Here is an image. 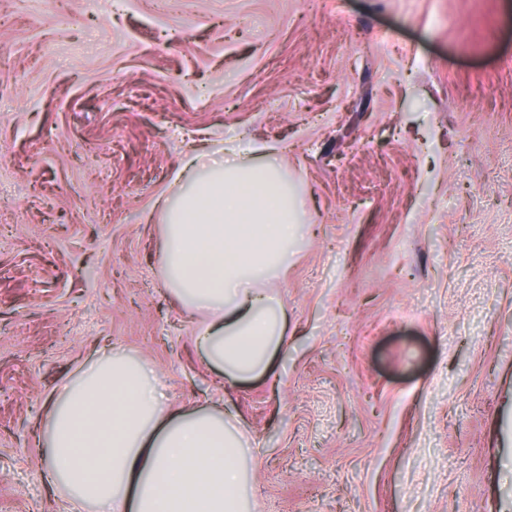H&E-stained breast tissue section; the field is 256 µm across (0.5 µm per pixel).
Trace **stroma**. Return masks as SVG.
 Wrapping results in <instances>:
<instances>
[{"label": "stroma", "mask_w": 512, "mask_h": 512, "mask_svg": "<svg viewBox=\"0 0 512 512\" xmlns=\"http://www.w3.org/2000/svg\"><path fill=\"white\" fill-rule=\"evenodd\" d=\"M270 143L287 343L235 380L154 204ZM0 159V512H63L34 432L97 349L239 422L250 512H512V0H0Z\"/></svg>", "instance_id": "1"}]
</instances>
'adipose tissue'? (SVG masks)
<instances>
[{
	"instance_id": "1",
	"label": "adipose tissue",
	"mask_w": 512,
	"mask_h": 512,
	"mask_svg": "<svg viewBox=\"0 0 512 512\" xmlns=\"http://www.w3.org/2000/svg\"><path fill=\"white\" fill-rule=\"evenodd\" d=\"M264 145L254 164L195 149L186 185L162 198L161 269L199 314L196 349L233 378L269 370L286 342L271 285L298 240V203ZM65 512H247L243 434L220 409L174 406L138 357L99 352L49 401L38 433Z\"/></svg>"
}]
</instances>
